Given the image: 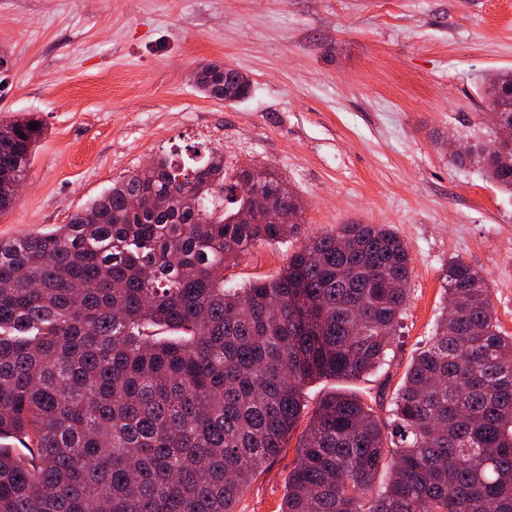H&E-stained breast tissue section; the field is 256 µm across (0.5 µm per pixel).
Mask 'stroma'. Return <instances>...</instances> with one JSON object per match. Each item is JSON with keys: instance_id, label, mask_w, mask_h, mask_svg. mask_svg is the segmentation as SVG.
I'll list each match as a JSON object with an SVG mask.
<instances>
[{"instance_id": "obj_1", "label": "stroma", "mask_w": 512, "mask_h": 512, "mask_svg": "<svg viewBox=\"0 0 512 512\" xmlns=\"http://www.w3.org/2000/svg\"><path fill=\"white\" fill-rule=\"evenodd\" d=\"M250 80L228 103L200 93V64ZM512 71V0H0V123L34 117L43 134L0 239L47 232L156 154L223 152L229 167L275 170L314 237L386 224L411 258L409 305L383 371L307 384L380 421L446 304L444 271L480 270L512 335V193L450 145L487 147L484 81ZM293 242L251 248L224 285L271 278ZM298 434L236 512H280Z\"/></svg>"}]
</instances>
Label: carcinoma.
Segmentation results:
<instances>
[{
  "instance_id": "obj_1",
  "label": "carcinoma",
  "mask_w": 512,
  "mask_h": 512,
  "mask_svg": "<svg viewBox=\"0 0 512 512\" xmlns=\"http://www.w3.org/2000/svg\"><path fill=\"white\" fill-rule=\"evenodd\" d=\"M195 83L226 102L250 92L216 62ZM487 101L511 128L512 71L487 79ZM31 123L0 124V213L42 135ZM495 140L478 163L512 191V137ZM281 182L227 173L216 149L161 153L68 223L0 240V439L24 448L0 446V512H236L302 419L304 386L384 364L406 244L375 224L302 240L277 223ZM290 238L277 276L224 287L228 262ZM445 281L451 310L406 370L392 432L326 394L280 512H512V335L480 271L453 260Z\"/></svg>"
}]
</instances>
